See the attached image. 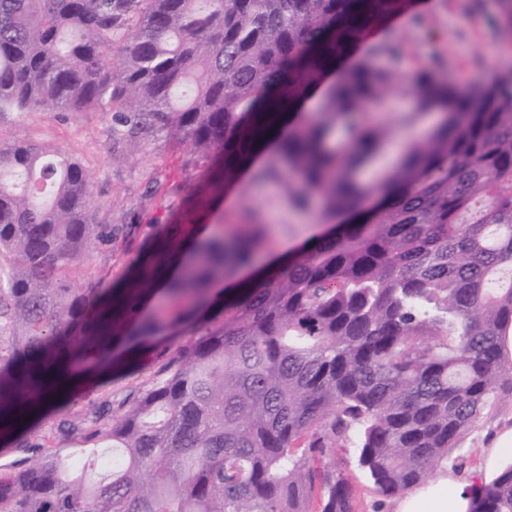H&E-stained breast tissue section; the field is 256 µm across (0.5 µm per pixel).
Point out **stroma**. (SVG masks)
Segmentation results:
<instances>
[{"label": "stroma", "mask_w": 512, "mask_h": 512, "mask_svg": "<svg viewBox=\"0 0 512 512\" xmlns=\"http://www.w3.org/2000/svg\"><path fill=\"white\" fill-rule=\"evenodd\" d=\"M468 3L469 0H430L424 16L446 35L443 48L449 76L462 86L475 88L482 83L487 68L512 65V55L495 50L485 16L470 11ZM0 139L49 144L77 157L90 175L94 202L110 205L113 223L123 227L113 236L111 245L91 250L81 259L69 279L70 287L109 288L125 280L134 271L150 218L168 211L177 214L186 206L180 197L147 190L153 175L164 184L182 180L185 144L159 134L145 140L138 153H129L110 137L106 114L90 112L58 118L40 112H8L0 115ZM237 190L232 206L207 210L201 215L202 224L228 225L243 209H256L266 216L270 247L274 250L302 243L320 233L321 226L311 214L288 208L277 185L246 179ZM152 373L151 366L143 365L82 388L33 421L26 432L40 436L54 431L64 416L86 410L90 400L107 392L112 395V414H120L125 409L124 396ZM506 428H512V403L508 401L484 412L475 427L466 432L458 448L448 456V469L462 481L483 469L488 449Z\"/></svg>", "instance_id": "35a3bbf8"}]
</instances>
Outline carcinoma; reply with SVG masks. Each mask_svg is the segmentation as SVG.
<instances>
[{
	"mask_svg": "<svg viewBox=\"0 0 512 512\" xmlns=\"http://www.w3.org/2000/svg\"><path fill=\"white\" fill-rule=\"evenodd\" d=\"M407 0H0V114L103 112L137 149L161 132L188 144L189 206L249 162L248 136L277 105L308 89L320 109L250 169L288 208L322 216L379 212L335 224L297 260L224 297L266 243L242 211L229 235L196 239L198 258L163 290L168 318L140 289L109 290L106 316L67 287L77 259L112 241L95 219L90 179L73 155L0 142V429L44 396L41 374L87 370L116 345L159 363L119 416L111 395L63 417L59 436L16 445L0 464V512H357L336 450L355 448L380 503L427 482L462 436L504 398L512 360V68L489 69L473 91L431 52L410 59L390 28L367 60L333 83L328 68ZM512 52V0H473ZM399 83L404 123L436 113L375 184L362 174L390 149L375 119ZM192 340L171 350L169 337ZM115 454V465L103 460ZM471 512H512V464L470 487Z\"/></svg>",
	"mask_w": 512,
	"mask_h": 512,
	"instance_id": "carcinoma-1",
	"label": "carcinoma"
}]
</instances>
